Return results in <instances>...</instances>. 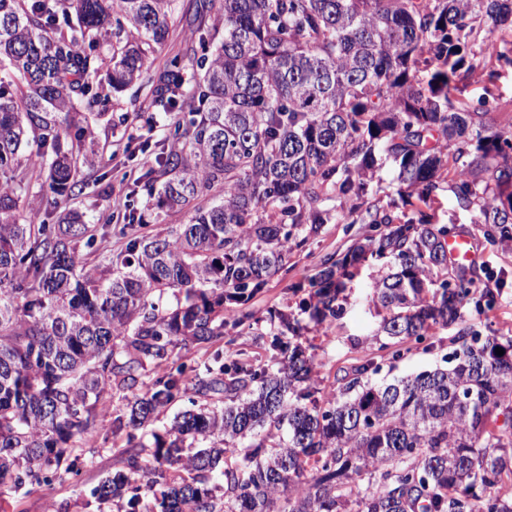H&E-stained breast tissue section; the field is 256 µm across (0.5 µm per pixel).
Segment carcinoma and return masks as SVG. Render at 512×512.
<instances>
[{
	"label": "carcinoma",
	"instance_id": "cac0c4a2",
	"mask_svg": "<svg viewBox=\"0 0 512 512\" xmlns=\"http://www.w3.org/2000/svg\"><path fill=\"white\" fill-rule=\"evenodd\" d=\"M177 0H0V487L73 471L76 443L129 396L122 468L91 490L124 512H512V336L459 328L449 367L377 382L371 352L322 393L301 320L249 302L293 267L331 221L370 224L297 284L320 328L336 318L351 268L388 273L371 302L390 339L427 340L462 322L487 290L448 275V225L433 204L448 182L480 207L483 234L512 242V133L487 120L467 81L512 67V0H223L198 9L190 86L169 60L153 106L194 102L153 154L123 224L60 204L99 154L92 123L140 83L177 23ZM500 35L479 50L473 22ZM387 162L406 221L371 201ZM53 195L26 212L33 190ZM193 206L185 224L164 217ZM124 244L90 262L97 237ZM246 330L269 363L227 347L189 377L176 349ZM504 354L499 356L496 349ZM166 369L142 381L148 364ZM186 400L148 446L139 430Z\"/></svg>",
	"mask_w": 512,
	"mask_h": 512
}]
</instances>
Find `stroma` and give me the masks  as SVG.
Instances as JSON below:
<instances>
[{
	"mask_svg": "<svg viewBox=\"0 0 512 512\" xmlns=\"http://www.w3.org/2000/svg\"><path fill=\"white\" fill-rule=\"evenodd\" d=\"M195 44L191 30L179 25L167 42L159 48L152 67L139 86L125 92L119 100L110 102L99 119L96 133L101 146L95 166L85 169L89 183L81 195L71 200V207L84 212L88 223H95L99 212L122 211L135 188L129 175L136 170L138 159L133 151L139 141L168 145V131L177 119V112H157L152 123H145L142 114L152 91L163 75L167 61L174 55H189ZM464 95L476 100L487 98L491 117L497 129H512V69L501 71L494 83L475 78L468 82ZM438 223L448 225L452 234L469 236L477 246V258L467 274L474 279L477 291L487 289L496 294L494 306L477 312L474 306L463 310V324L482 334L512 336V246L489 244L479 223L478 209L464 210L457 206L448 187L437 192L435 204ZM366 224H327L317 236L311 237L305 251L297 255L288 273L271 279L258 293L251 306L258 317H267L269 310L297 311L299 298L292 292L294 284L309 276L320 256L328 252L345 253L364 234L370 233ZM378 263L358 270L346 291L347 300L328 331H310L304 340L314 359L313 379L317 387L331 390L340 367L350 365L369 346L379 329L382 317L370 302L372 285L381 275ZM454 329H437L432 333L433 349L413 341H401L405 354L394 370L395 375H414L432 370L442 364L443 350L448 349ZM125 437L113 434L111 418L99 422L96 432L83 442L77 453L75 471L64 479L30 494L0 489V512H96L97 505L90 496L99 480L118 467L119 451Z\"/></svg>",
	"mask_w": 512,
	"mask_h": 512,
	"instance_id": "obj_1",
	"label": "stroma"
}]
</instances>
